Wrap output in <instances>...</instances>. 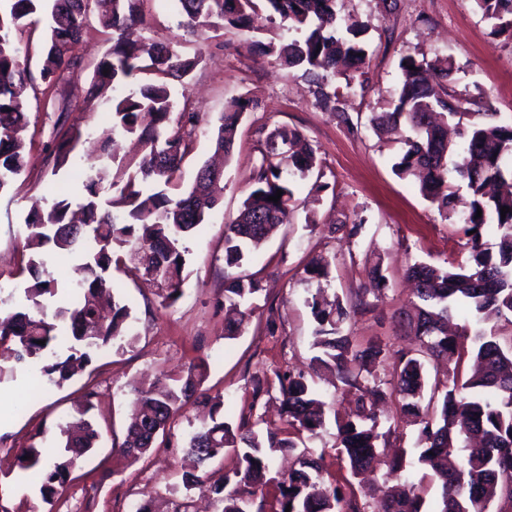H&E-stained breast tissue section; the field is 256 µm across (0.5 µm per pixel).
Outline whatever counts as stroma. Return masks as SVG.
<instances>
[{"label": "stroma", "mask_w": 512, "mask_h": 512, "mask_svg": "<svg viewBox=\"0 0 512 512\" xmlns=\"http://www.w3.org/2000/svg\"><path fill=\"white\" fill-rule=\"evenodd\" d=\"M143 34L168 41L196 66L186 84L174 85L177 108L205 114L193 133L194 150L183 166V182L212 154V135L229 102L255 100L239 126L235 149L224 170L219 208L189 243L181 299L161 304L158 291L129 271L112 275V294L131 310L134 339L103 351L81 376L63 386L36 392L30 375L0 379V512H28L39 500L38 469L20 472L22 448L38 444L59 448V426L81 395L94 391L93 422L101 437L81 458L56 512H67L81 498L77 512H129L144 494H153L160 512H173L185 492L182 446L197 411L186 406L173 425L169 444L139 461H131L121 443L134 389L205 361L202 383L210 395H223L224 416L236 423L277 417L278 390L253 400V382L273 371H310L317 326L308 305L316 290L342 298L369 287V271L381 263L389 287L370 306L351 313L342 332L354 344L378 342L396 351L411 341L394 320L405 305L411 284L408 264L422 261L465 262L468 238L458 217L444 218L426 201L416 181L398 177L393 165L403 152L409 128L396 139L379 138L369 117L391 108L403 80L400 60L406 54L452 58L457 93L483 97L499 123L512 124V36L492 35L474 0H343L341 15L368 26L365 64L353 84L337 78L339 105L357 118L355 129L339 124L304 82L300 71L281 66L275 55L260 54L258 42L281 34L280 21H261L258 30L231 27L194 31L186 27L175 0H147ZM108 44L98 19L75 49L79 66L68 69L54 88L34 79L26 93L27 125L23 133L31 163L0 191V299L23 303L29 279L22 255L24 219L34 202L54 203L77 194L76 169L85 164L104 130L110 129V106L88 88L98 58ZM65 103L68 122L81 125L84 144L69 168L53 171L50 158L58 140V103ZM286 125L298 129L315 150L323 177L294 179V203L288 220L265 246L244 264L264 286L241 336H224V224L236 215L249 192L248 179L267 135ZM314 223H307V216ZM358 225L357 235L346 228ZM317 254L334 257L327 281L315 286L304 268ZM308 447L323 454L325 466L344 496L362 495L375 508L377 486L361 490L357 479L336 458V426L327 423L309 438Z\"/></svg>", "instance_id": "35a3bbf8"}]
</instances>
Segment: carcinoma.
<instances>
[{
  "label": "carcinoma",
  "mask_w": 512,
  "mask_h": 512,
  "mask_svg": "<svg viewBox=\"0 0 512 512\" xmlns=\"http://www.w3.org/2000/svg\"><path fill=\"white\" fill-rule=\"evenodd\" d=\"M0 7V190L8 187L28 164L18 138L26 125L23 97L28 88L30 44L21 34L32 29V17L43 0H6ZM143 0H54L43 40L40 76L46 87L56 84L65 70L80 62L73 54L82 41L89 15L98 9L112 29V46L100 57L92 77V90L115 92L150 73L154 80L139 84L126 95L107 97L112 109V133L136 137L144 153L137 161L119 159L111 141L103 143L97 160L87 165L75 200L62 199L45 207L35 202L25 218L26 270L32 282L24 290L26 303L0 313V377L16 370L37 369L60 383L83 373L113 341L130 335V310L113 304L112 316L102 317L101 296L112 288L113 257L125 258L143 276L155 282L162 305L175 304L183 294L188 241L219 206L215 185L223 173L202 165L188 185L180 182L185 157L193 150V130L202 122L196 112L175 113L170 85L183 82L196 61L180 55L171 45L135 35L145 23ZM190 27L255 29L262 10L278 15L286 31L296 36L279 43L271 40L266 52L280 64L302 71L324 107L352 120L338 106L333 79L364 63L363 36L368 27L353 20L338 21L337 0H177ZM492 22L493 34L512 31V0H475ZM413 69H408V66ZM404 80L390 112L374 113L370 121L389 135L404 122L413 132L393 168L401 178L418 181L421 195L445 218L461 214L469 232L471 257L466 265H432L421 261L407 268L414 281L413 298L400 315L418 336L419 348L390 352L379 343L354 345L341 334L350 317L348 300L321 302L312 297L311 312L318 324L313 347L318 367L332 368L338 380L354 390L355 408L334 419L338 458L357 476L384 465L400 483L384 492L378 512H424L419 488L428 477L440 482L438 512H512V346L500 343L481 325L480 315L494 310L512 314V125H501L493 112H474L470 100L448 91L456 71L446 58L439 64L412 54L401 58ZM257 103L245 97L232 100L220 117L212 138L215 151L229 157L245 113ZM81 127L72 125L54 150L53 169L69 164L82 140ZM302 134L282 125L266 137L260 158L249 178L250 190L237 215L224 225V264L239 268L247 255L260 249L269 232L282 222L293 199L291 179L312 174L322 177L315 151L297 145ZM282 190L276 203L268 200ZM510 208L501 217L502 207ZM481 217H476L477 211ZM494 224L499 231L496 250L485 247L480 229ZM57 252L77 260L76 277L67 297L48 314L43 300L58 294L54 282L42 278ZM332 259L312 257L305 269L309 280L328 277ZM373 288L367 297L385 294L388 281L381 262L370 270ZM261 291L255 278L227 277L224 288V338L234 339L254 311L252 300ZM464 305L475 326L448 334V318ZM44 344H39V341ZM472 355L471 373L448 370L443 381L428 385L424 359L439 360ZM392 367V380L384 381L378 368ZM205 361L169 374L173 385L164 393L136 392L134 414L126 429L123 451L138 460L155 447L157 439L187 404L201 405L207 416L189 434L183 450L197 463L198 472L182 475L186 491L207 489L217 496L221 512H251L258 497L275 489L271 512H365L355 499H347L327 478L323 456L307 451L288 476L272 475L277 452L297 447L296 439L316 434L327 423L328 407L303 372L275 373L283 413L280 422L256 429L243 421L234 426L224 420V399L200 389ZM396 401L393 411L380 414L376 404ZM404 421L419 426L416 463L420 478L403 474L405 457L385 455L389 432L383 422ZM66 439L57 457L46 464L39 494L55 508L80 457L98 441L92 423L82 417L67 425ZM237 456L238 466L217 481L206 470L226 449ZM42 461L31 444L21 449L19 468L27 471Z\"/></svg>",
  "instance_id": "carcinoma-1"
}]
</instances>
